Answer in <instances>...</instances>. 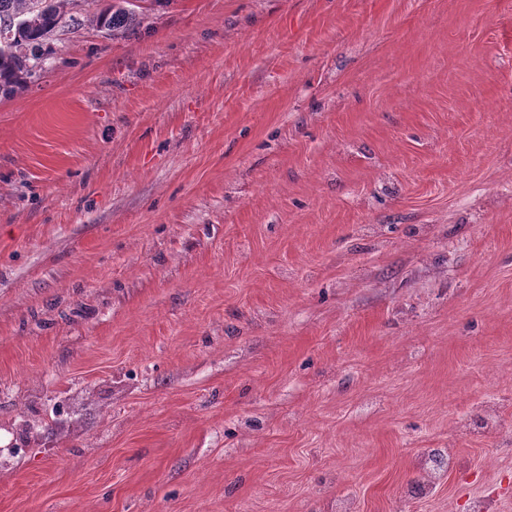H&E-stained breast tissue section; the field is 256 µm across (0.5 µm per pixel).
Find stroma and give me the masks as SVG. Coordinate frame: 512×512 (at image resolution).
<instances>
[{"label": "stroma", "mask_w": 512, "mask_h": 512, "mask_svg": "<svg viewBox=\"0 0 512 512\" xmlns=\"http://www.w3.org/2000/svg\"><path fill=\"white\" fill-rule=\"evenodd\" d=\"M0 95V512H512V0H149Z\"/></svg>", "instance_id": "stroma-1"}]
</instances>
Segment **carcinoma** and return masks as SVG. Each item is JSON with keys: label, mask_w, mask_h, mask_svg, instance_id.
I'll return each instance as SVG.
<instances>
[{"label": "carcinoma", "mask_w": 512, "mask_h": 512, "mask_svg": "<svg viewBox=\"0 0 512 512\" xmlns=\"http://www.w3.org/2000/svg\"><path fill=\"white\" fill-rule=\"evenodd\" d=\"M141 2L118 0L106 11L86 17L85 10H77V0H51L47 9L39 8L38 0H0V23L8 21L13 26L10 40L0 42V94L11 95L32 82L33 61L52 53L47 42L63 22L69 20L78 28L88 20L117 36L140 23Z\"/></svg>", "instance_id": "1"}]
</instances>
